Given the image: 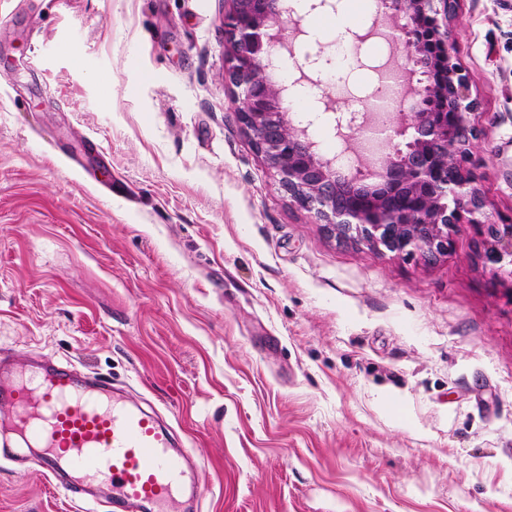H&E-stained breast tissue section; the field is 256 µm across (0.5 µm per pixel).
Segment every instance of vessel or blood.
<instances>
[{"label": "vessel or blood", "instance_id": "b4317fda", "mask_svg": "<svg viewBox=\"0 0 512 512\" xmlns=\"http://www.w3.org/2000/svg\"><path fill=\"white\" fill-rule=\"evenodd\" d=\"M0 456L19 446L42 450L49 476L67 470L80 484L110 493L92 512H198L186 497L187 471L169 433L151 413L113 397L107 380L79 377L71 364L28 370L0 386Z\"/></svg>", "mask_w": 512, "mask_h": 512}]
</instances>
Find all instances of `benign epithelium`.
I'll return each instance as SVG.
<instances>
[{
  "label": "benign epithelium",
  "mask_w": 512,
  "mask_h": 512,
  "mask_svg": "<svg viewBox=\"0 0 512 512\" xmlns=\"http://www.w3.org/2000/svg\"><path fill=\"white\" fill-rule=\"evenodd\" d=\"M224 15L229 42L225 78L237 89L239 122L255 150L274 172L280 188L301 209L313 212L339 240L363 242L406 256L435 260L448 252V230L483 224V201L470 165L477 138L475 102L469 76L456 59L448 26L456 0H376L375 16L396 23L393 43L406 52L409 81L417 100L384 126L389 152L374 167L351 163V141L375 138L369 113L348 102L344 108L323 92L308 72H341L342 47L305 53L299 76L284 74L274 48L288 50L284 19L296 14L288 0H230ZM334 138L339 151L319 153L313 130ZM482 259L509 267L512 278V224L487 225Z\"/></svg>",
  "instance_id": "1"
}]
</instances>
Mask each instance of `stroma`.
<instances>
[{
    "mask_svg": "<svg viewBox=\"0 0 512 512\" xmlns=\"http://www.w3.org/2000/svg\"><path fill=\"white\" fill-rule=\"evenodd\" d=\"M228 0H0V355L156 410L202 512H512V0H459L484 225L433 262L293 205L224 81ZM336 103L401 46L369 36ZM96 140L102 159L86 156ZM0 459V512H80ZM488 239L484 245L482 259L485 263L498 265L512 278V224H486Z\"/></svg>",
    "mask_w": 512,
    "mask_h": 512,
    "instance_id": "1",
    "label": "stroma"
}]
</instances>
